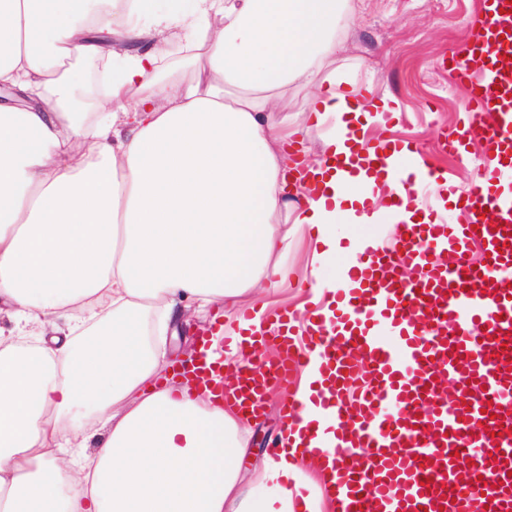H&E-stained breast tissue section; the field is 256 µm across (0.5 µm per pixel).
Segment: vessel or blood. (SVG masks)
Returning a JSON list of instances; mask_svg holds the SVG:
<instances>
[{
	"label": "vessel or blood",
	"mask_w": 512,
	"mask_h": 512,
	"mask_svg": "<svg viewBox=\"0 0 512 512\" xmlns=\"http://www.w3.org/2000/svg\"><path fill=\"white\" fill-rule=\"evenodd\" d=\"M481 12L480 64L453 69L471 85L468 125L439 143L451 156L469 138L484 143L489 161L470 186L450 185L426 163L391 170L393 142L356 145L353 175L389 174L401 187L391 202L398 248L360 255L348 271L356 287L337 292L330 321L301 329L280 311L279 360L256 361L267 338L245 329L243 365L196 370L209 383L232 374L236 405L255 414L268 387L318 353L324 382L312 401L336 412L325 432L344 475L328 490L344 512H512V0H482ZM421 186L452 201L464 222L405 205L404 193ZM442 378L458 385L456 405L439 396Z\"/></svg>",
	"instance_id": "obj_1"
}]
</instances>
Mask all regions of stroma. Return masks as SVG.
<instances>
[{
	"instance_id": "1",
	"label": "stroma",
	"mask_w": 512,
	"mask_h": 512,
	"mask_svg": "<svg viewBox=\"0 0 512 512\" xmlns=\"http://www.w3.org/2000/svg\"><path fill=\"white\" fill-rule=\"evenodd\" d=\"M480 19L479 0H345L337 23L342 49L336 68L372 81L376 94L391 97L399 112L394 129L368 130V138L407 141L423 151L429 164L446 168L462 188L470 185L484 158L483 144L468 142L465 156L450 158L438 143L442 132L459 129L465 120L461 107L468 91L453 82L448 59L467 52ZM305 248L302 240L293 245L285 285L265 296L271 307L292 309L307 298ZM292 392V385H273L267 406L251 425L244 469L258 463L264 442L276 437L281 408Z\"/></svg>"
}]
</instances>
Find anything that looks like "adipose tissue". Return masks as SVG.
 Returning a JSON list of instances; mask_svg holds the SVG:
<instances>
[{
    "instance_id": "adipose-tissue-1",
    "label": "adipose tissue",
    "mask_w": 512,
    "mask_h": 512,
    "mask_svg": "<svg viewBox=\"0 0 512 512\" xmlns=\"http://www.w3.org/2000/svg\"><path fill=\"white\" fill-rule=\"evenodd\" d=\"M99 2L0 0V86L27 99L0 102V304L14 320L0 330V512H294L325 474L324 457L290 453L321 417L319 356L293 392L300 426L245 478L249 419L209 390L157 384L165 355L146 334L168 333L186 303L220 305L208 359L237 364L238 312L269 329L256 296L277 287L292 237L309 242L312 300L331 316L352 285L336 262L364 250L339 227L375 223L396 186L328 160L348 155L358 122L398 112L323 72L344 0H132L109 18ZM114 25L204 51L207 85L152 51L105 52ZM100 54L109 87L84 112L66 64ZM300 80L311 91L291 127L274 102ZM314 126L321 156L304 166L287 146Z\"/></svg>"
}]
</instances>
